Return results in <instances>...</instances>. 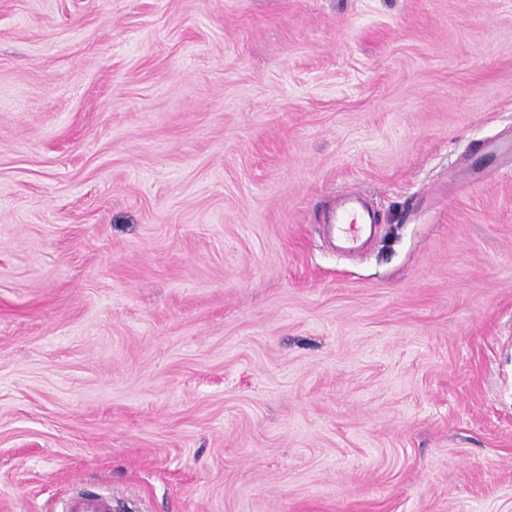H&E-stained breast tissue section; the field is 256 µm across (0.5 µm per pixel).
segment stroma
Listing matches in <instances>:
<instances>
[{"label": "stroma", "instance_id": "35a3bbf8", "mask_svg": "<svg viewBox=\"0 0 512 512\" xmlns=\"http://www.w3.org/2000/svg\"><path fill=\"white\" fill-rule=\"evenodd\" d=\"M511 166L512 0H0V512H512ZM336 232L349 244L354 245L365 231L368 224H373L364 212H361L352 199L344 200L332 217ZM112 499L97 492H81L62 502V512H112Z\"/></svg>", "mask_w": 512, "mask_h": 512}]
</instances>
